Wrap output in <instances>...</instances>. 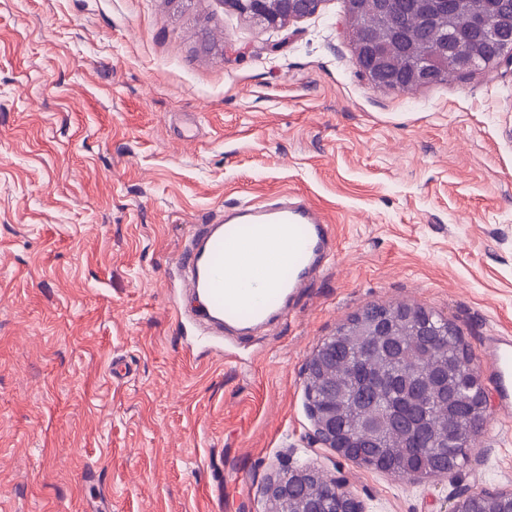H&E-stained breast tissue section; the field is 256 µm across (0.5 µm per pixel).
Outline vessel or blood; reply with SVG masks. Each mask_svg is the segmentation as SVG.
<instances>
[{"instance_id":"b4317fda","label":"vessel or blood","mask_w":512,"mask_h":512,"mask_svg":"<svg viewBox=\"0 0 512 512\" xmlns=\"http://www.w3.org/2000/svg\"><path fill=\"white\" fill-rule=\"evenodd\" d=\"M335 251L325 214L285 191L219 213L185 242L179 261L186 294L204 300L198 320L246 331L287 316L288 301L309 287ZM484 349L498 410L512 413V336H488Z\"/></svg>"}]
</instances>
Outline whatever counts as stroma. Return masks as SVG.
Masks as SVG:
<instances>
[{"instance_id":"35a3bbf8","label":"stroma","mask_w":512,"mask_h":512,"mask_svg":"<svg viewBox=\"0 0 512 512\" xmlns=\"http://www.w3.org/2000/svg\"><path fill=\"white\" fill-rule=\"evenodd\" d=\"M354 54L345 0L282 27L224 0H0V512H269L304 463L369 512L512 490V416L420 480L312 444L306 363L365 308L452 322L486 386L482 339L512 334V69L401 92ZM281 191L336 260L219 359L174 315L177 254Z\"/></svg>"}]
</instances>
